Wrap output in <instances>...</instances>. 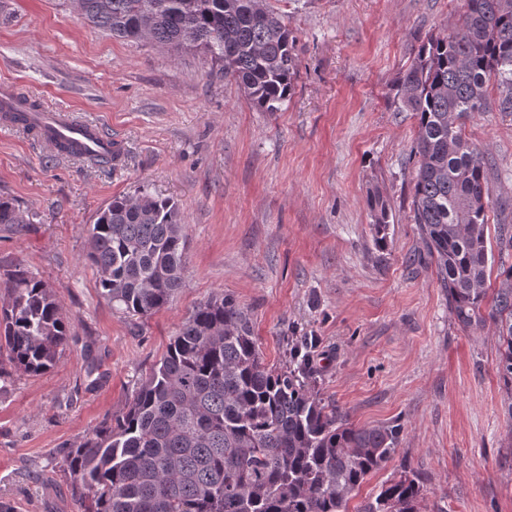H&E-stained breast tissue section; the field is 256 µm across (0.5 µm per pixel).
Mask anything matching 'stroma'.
Returning a JSON list of instances; mask_svg holds the SVG:
<instances>
[{
  "label": "stroma",
  "instance_id": "stroma-1",
  "mask_svg": "<svg viewBox=\"0 0 512 512\" xmlns=\"http://www.w3.org/2000/svg\"><path fill=\"white\" fill-rule=\"evenodd\" d=\"M294 40L297 75L260 112L210 56L115 39L74 0H0V82L42 106L98 121L122 151L98 167L53 155L0 125V281L23 268L56 293L70 338L54 368L0 395V501L14 512H79L62 448L120 415L200 304L245 310L267 367L311 338L317 388L357 427L400 428L392 457L347 508L401 471L422 478L420 512H512V416L498 381L493 319L465 328L411 220L417 133L392 86L419 40L452 29L462 0H268ZM464 133L512 200V112H472ZM142 185L179 204L185 286L146 316L113 307L86 259L112 198ZM393 222L377 248L368 196ZM512 210L489 215V290L512 267L496 243Z\"/></svg>",
  "mask_w": 512,
  "mask_h": 512
}]
</instances>
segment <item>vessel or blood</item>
<instances>
[{
    "label": "vessel or blood",
    "instance_id": "obj_1",
    "mask_svg": "<svg viewBox=\"0 0 512 512\" xmlns=\"http://www.w3.org/2000/svg\"><path fill=\"white\" fill-rule=\"evenodd\" d=\"M31 119L38 126L45 144H72L76 154L82 157L112 152V138L99 124L74 118L64 111L47 109L32 113Z\"/></svg>",
    "mask_w": 512,
    "mask_h": 512
}]
</instances>
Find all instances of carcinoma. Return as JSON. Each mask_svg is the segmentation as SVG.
<instances>
[{"mask_svg": "<svg viewBox=\"0 0 512 512\" xmlns=\"http://www.w3.org/2000/svg\"><path fill=\"white\" fill-rule=\"evenodd\" d=\"M81 21L118 39H144L211 56L260 112L292 90L294 39L267 0H77ZM495 79L493 100L486 83ZM395 111L417 119L411 218L448 308L464 327L484 321L493 199L486 152L460 120L512 112V0H463L458 24L430 35L394 86ZM375 241L386 243L387 200L369 198ZM0 200V224H22ZM178 204L142 187L118 196L89 229L87 259L101 294L132 315L165 307L184 285ZM490 308L498 323L496 373L512 419V266ZM0 303V393L12 371L41 374L68 341L55 292L25 269L7 274ZM308 351L269 369L244 310L229 297L198 306L142 381L127 410L62 451L83 512H345L394 452L400 427L359 428L315 391ZM408 471L384 481L358 512H419Z\"/></svg>", "mask_w": 512, "mask_h": 512, "instance_id": "carcinoma-1", "label": "carcinoma"}]
</instances>
